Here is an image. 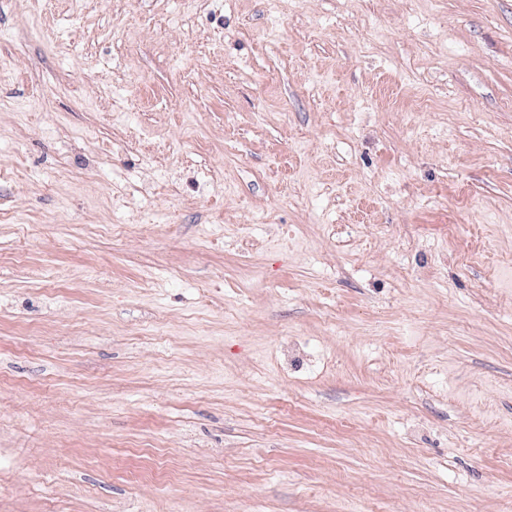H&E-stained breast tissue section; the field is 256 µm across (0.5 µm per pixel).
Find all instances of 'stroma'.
<instances>
[{
  "label": "stroma",
  "mask_w": 512,
  "mask_h": 512,
  "mask_svg": "<svg viewBox=\"0 0 512 512\" xmlns=\"http://www.w3.org/2000/svg\"><path fill=\"white\" fill-rule=\"evenodd\" d=\"M0 512H512V0H0Z\"/></svg>",
  "instance_id": "35a3bbf8"
}]
</instances>
